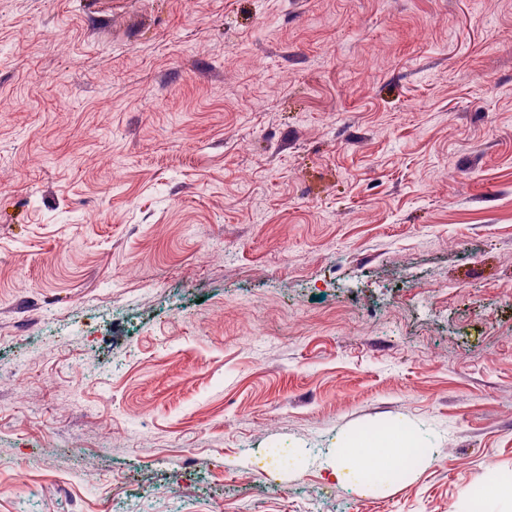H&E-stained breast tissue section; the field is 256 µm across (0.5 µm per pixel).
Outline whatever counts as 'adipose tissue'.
Masks as SVG:
<instances>
[{
	"mask_svg": "<svg viewBox=\"0 0 512 512\" xmlns=\"http://www.w3.org/2000/svg\"><path fill=\"white\" fill-rule=\"evenodd\" d=\"M431 454V449L417 447L406 428L393 427L353 443L339 442L325 467L338 484L360 492L365 490L369 474L394 468L411 456L427 459Z\"/></svg>",
	"mask_w": 512,
	"mask_h": 512,
	"instance_id": "1",
	"label": "adipose tissue"
}]
</instances>
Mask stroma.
Masks as SVG:
<instances>
[{"mask_svg":"<svg viewBox=\"0 0 512 512\" xmlns=\"http://www.w3.org/2000/svg\"><path fill=\"white\" fill-rule=\"evenodd\" d=\"M0 103V512L512 475V0H0ZM397 423L416 476L338 486ZM432 449L417 448L404 427L376 431L375 434L354 443L340 441L336 454L325 462V469L330 470L336 482L351 490L361 492L368 485L367 477L381 470H392L402 462V469H407L410 456L430 459Z\"/></svg>","mask_w":512,"mask_h":512,"instance_id":"1","label":"stroma"}]
</instances>
